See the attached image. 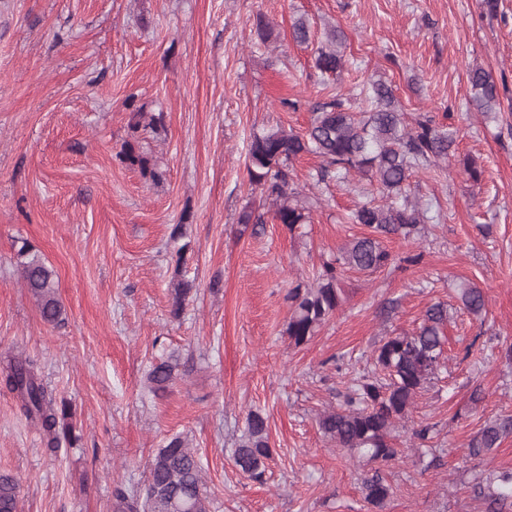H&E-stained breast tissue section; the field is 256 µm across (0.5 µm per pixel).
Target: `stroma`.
Returning a JSON list of instances; mask_svg holds the SVG:
<instances>
[{
    "label": "stroma",
    "mask_w": 512,
    "mask_h": 512,
    "mask_svg": "<svg viewBox=\"0 0 512 512\" xmlns=\"http://www.w3.org/2000/svg\"><path fill=\"white\" fill-rule=\"evenodd\" d=\"M259 14L272 28L261 50ZM300 16L313 38L342 31L335 79L293 41ZM476 66L499 88L488 115L469 99ZM372 77L408 115L452 126L454 154L410 180L428 222L384 240L386 269L341 273L338 309L297 346L288 290L365 234L348 216L371 187L356 174L315 184L321 161L301 155L291 187L311 221L288 229L249 181V143L304 130L333 92L363 107ZM133 105L165 115L144 144L160 181L118 157ZM247 209L264 224H239ZM176 228L190 243L182 256ZM20 239L56 273L61 324L41 319L21 282ZM179 279L194 292L175 318ZM464 283L483 290L485 316L460 309ZM439 300L450 308L441 365L392 434L402 457L384 468L392 493L377 509L362 491L371 463L337 449L318 416L372 369L382 340L415 331ZM17 352L69 403L80 437L46 447L0 387V471L20 479L22 512H110L115 486L142 482L175 433L204 463L212 512H485L475 478L512 469V437L491 461L464 455L487 420L512 412V0L493 16L484 0H0V363ZM169 353L183 376L157 398L145 373ZM252 410L266 414L272 448L261 484L232 461ZM420 425L431 428L422 444Z\"/></svg>",
    "instance_id": "35a3bbf8"
}]
</instances>
